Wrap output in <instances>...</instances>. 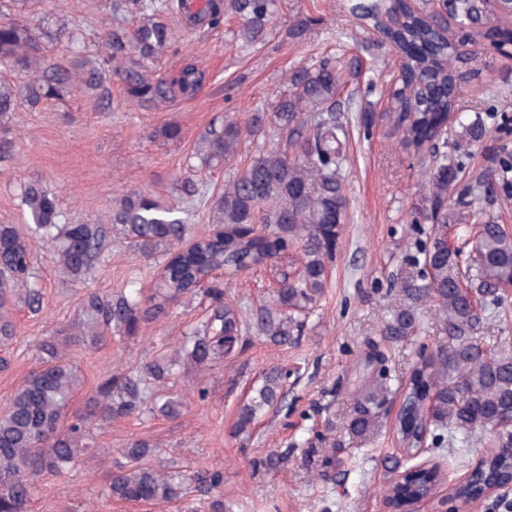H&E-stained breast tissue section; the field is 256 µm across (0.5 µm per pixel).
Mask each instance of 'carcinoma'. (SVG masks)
Returning a JSON list of instances; mask_svg holds the SVG:
<instances>
[{
  "mask_svg": "<svg viewBox=\"0 0 512 512\" xmlns=\"http://www.w3.org/2000/svg\"><path fill=\"white\" fill-rule=\"evenodd\" d=\"M277 0H180L189 27H214L230 11L241 20L240 36L248 45L262 40ZM171 9L170 0H112V14L138 19L134 27L119 25L108 31L111 68L79 58L67 66L42 67L43 45L27 23L0 15V66L25 72L24 90L35 102L57 101L75 91L104 89L111 76L122 79L128 102L148 106L176 96H193L206 82L204 72L184 66L171 81L149 75L157 59L177 52L178 36L160 16ZM399 10L402 25L387 33L390 47L399 54L403 77L391 88L385 111L368 110L365 125L386 120L402 134L401 143L429 162L425 189L430 209L413 213L412 223H433L429 243L419 249L428 282L407 290V302L393 311L385 331L406 336L415 328L411 303L424 295L434 298L448 345L422 356L405 386L395 433L402 453L411 457L423 437L448 441L489 440L497 448L512 443V352L501 337L486 335V321L477 301L495 302L498 292L512 285V234L487 209L498 196L512 197V157L502 158L455 194L463 166L445 150L449 133L438 115L455 109L465 73V50L473 36L496 28L499 17L512 16V0H500L493 11L489 0H448L458 37L448 39L438 18L424 14L406 0H352L350 15L371 26ZM344 83L342 69L327 57L313 67L295 68L288 76V93L278 97L270 114L255 112L247 118L227 117L220 127L201 134L202 162L211 166L237 155L242 139L267 141L246 170L224 190L209 198L214 232L182 249L187 225L152 192L123 195L106 220L94 223L62 221L57 197L37 180L23 184L21 202L34 222L33 233L49 241L60 268L76 278L88 274L100 258L107 225L123 234L146 257L167 246L155 299L146 300L138 289H122L110 296L89 294L83 301L82 334L97 338L116 325L135 333L138 323L156 314L169 299L198 293L201 277L223 269L228 278L268 265L276 276L275 309H265L257 329L278 342L288 340V327L301 326L325 288L327 263L336 252L348 199L341 170L347 160L348 127L337 103ZM19 89L0 76V119L16 110ZM454 224L467 231L477 226L470 262L459 266L441 233ZM34 252L11 224H0V335L9 336L12 324L4 311L9 299L22 295L37 311L40 291L35 287ZM211 304L206 317L182 333L180 352L196 364L222 360L234 349L247 322L242 309L223 301L224 289H205ZM40 349L48 359L35 369L0 410V512H25L30 497L29 477L42 470L63 472L88 446L78 419L67 428L62 418L80 385L75 369L61 359L50 340ZM172 376L171 363L152 362L143 375L112 377L97 391L96 413L103 421L142 411L174 416L180 402L150 383ZM280 377L270 374L239 414V427L248 428L257 413L277 402ZM386 399V388L368 384L355 416L348 424L354 434L373 427V409ZM133 464L111 473L108 494L129 502L169 501L181 493L173 475L147 462L150 445L137 442L126 449ZM384 501L406 508L433 496L447 481L439 465L414 470L394 469ZM512 483V456L491 453L457 486L456 497L469 504L482 500L486 486Z\"/></svg>",
  "mask_w": 512,
  "mask_h": 512,
  "instance_id": "carcinoma-1",
  "label": "carcinoma"
}]
</instances>
